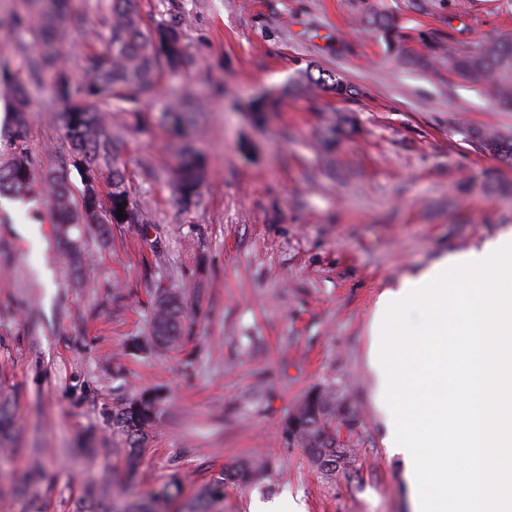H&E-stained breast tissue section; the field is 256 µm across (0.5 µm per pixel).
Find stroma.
<instances>
[{
	"mask_svg": "<svg viewBox=\"0 0 512 512\" xmlns=\"http://www.w3.org/2000/svg\"><path fill=\"white\" fill-rule=\"evenodd\" d=\"M97 0L71 35L67 69L80 81L87 47H103ZM186 74L164 76L145 111L113 112L143 224L71 231L85 255L75 282L44 175L69 171L63 104L32 94L23 133L34 163L27 200L0 198V395L17 429L0 460V512H21L17 483L34 460L49 478L44 512H74L81 490L106 480L122 512L148 501L165 476L185 512L220 471L261 466L254 482L224 490L222 512L291 499L304 512H413L401 457L384 445L368 366L369 321L379 295L443 254L512 229V161L469 141L471 128L512 135V110L493 88L450 72L439 50H479L512 36V0H178ZM393 16L404 46L433 69L400 65L367 26ZM28 24L15 26V16ZM38 16L0 0V50L17 75L34 48ZM356 87L350 100L295 92L257 116L251 100L286 87L307 65ZM189 98L192 144L207 179L196 205L170 187L179 142L167 114ZM352 124L328 153L336 116ZM183 295L185 330L171 350L139 351L159 289ZM330 386L356 409L340 436L353 463L334 476L311 466L283 423L313 389ZM161 393L138 478L124 482V439L104 415L120 398Z\"/></svg>",
	"mask_w": 512,
	"mask_h": 512,
	"instance_id": "stroma-1",
	"label": "stroma"
}]
</instances>
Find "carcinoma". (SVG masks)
Listing matches in <instances>:
<instances>
[{"label":"carcinoma","mask_w":512,"mask_h":512,"mask_svg":"<svg viewBox=\"0 0 512 512\" xmlns=\"http://www.w3.org/2000/svg\"><path fill=\"white\" fill-rule=\"evenodd\" d=\"M39 12L40 27L35 51L27 57L28 77H15L0 61V80L12 86L16 131L13 134L14 155L8 164L0 167V195L21 197L31 188L35 178L34 164L21 136L23 114L30 103L31 87L46 76L51 79L52 96L65 105L64 129L72 152V166L77 169L84 184L81 208L71 201L66 169L49 176L53 184L52 209L59 224L60 235L66 245V254L75 274L82 273L77 242L70 236L74 224H95L100 235L108 238L111 225L139 224L143 215L134 206L126 183L121 154L125 143L107 131L105 116L94 108L100 102H111L114 112H143L145 100L155 90L164 73L187 72L195 65L194 56L185 44L183 20L173 17L145 24L138 0H109L105 11V49L92 51L84 57L82 78L73 85L63 64V53L68 39L67 22L72 0H28ZM385 38L399 37L393 18L377 13L368 21ZM448 70L461 75H475L493 86L495 101L512 109V38L491 39L482 48L462 52L448 48ZM297 88L307 91L330 92L345 100L357 95L349 84L336 80L334 75H313L307 71L296 81ZM467 138L480 148L506 160H512V137L494 130L472 128ZM112 166V178L107 192L99 189L97 172L100 164ZM204 178L201 159L184 150L177 157L171 171V183L178 201L189 207L195 203ZM124 205L125 219L117 217L119 205ZM183 310L180 298L167 288H161L155 299L150 336L137 343L140 350L167 348L179 341L182 332ZM161 397L156 392L142 393L131 399L112 404L106 421L112 431L124 437L126 445V473L129 479L137 477L140 450L157 417ZM354 422L358 416L331 387L309 392L285 421L288 438L304 448L313 466L326 475H332L353 463L352 450L343 447L336 436V421ZM14 431V415L9 400H0V447ZM258 475V466L244 462L218 474L201 492L199 505L189 512H220L215 505L224 497V487L249 484ZM38 472H33L32 486L23 500L24 512H40ZM178 473L167 476L154 493L152 505L142 512H166V504L179 494ZM101 490L90 486L81 501L79 512H108L99 497Z\"/></svg>","instance_id":"obj_1"}]
</instances>
